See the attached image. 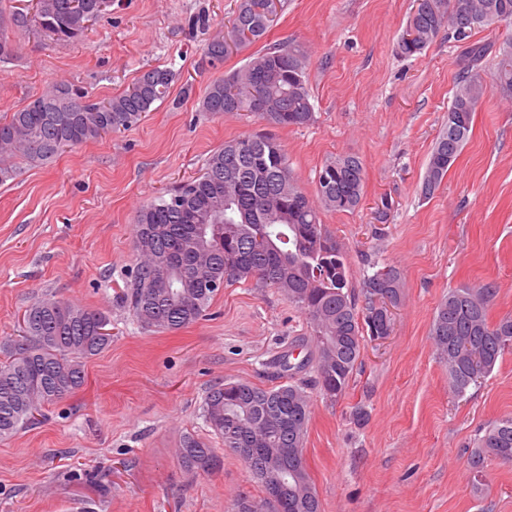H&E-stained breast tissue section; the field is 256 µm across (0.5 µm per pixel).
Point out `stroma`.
Wrapping results in <instances>:
<instances>
[{"label": "stroma", "mask_w": 512, "mask_h": 512, "mask_svg": "<svg viewBox=\"0 0 512 512\" xmlns=\"http://www.w3.org/2000/svg\"><path fill=\"white\" fill-rule=\"evenodd\" d=\"M237 4L112 0L69 43L9 31L19 50L0 62V117L59 83L103 99L153 68L174 80L137 126L46 164L21 163L0 185V338L52 296L106 312L112 333L80 390L0 439V512H234L238 494L258 495L231 449L218 448L221 466L209 474L188 472L175 450L185 433L207 437L201 405L214 385H278L270 362L304 356L305 318L277 291L242 282L215 298L212 317L146 331L117 290L133 263L137 209L197 176L224 142L267 131L310 194L327 159L360 157V208L322 212L321 222L343 245L354 284L376 264L403 281L391 335L365 342L341 397L311 398L304 455L321 512H512V464L492 461L479 474L468 464L486 428L512 415V351L459 397L430 336L453 288L494 283L490 321L512 315V96L483 99L460 156L424 197L463 44L444 34L421 57L397 55L414 0H284L261 40L208 64L204 51L226 35ZM292 42L308 55L313 123L271 130L249 114L203 111L213 81ZM360 405L369 419L358 426Z\"/></svg>", "instance_id": "35a3bbf8"}]
</instances>
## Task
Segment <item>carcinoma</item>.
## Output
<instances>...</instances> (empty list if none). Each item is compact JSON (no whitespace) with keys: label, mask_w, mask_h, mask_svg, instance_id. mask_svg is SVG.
I'll return each mask as SVG.
<instances>
[{"label":"carcinoma","mask_w":512,"mask_h":512,"mask_svg":"<svg viewBox=\"0 0 512 512\" xmlns=\"http://www.w3.org/2000/svg\"><path fill=\"white\" fill-rule=\"evenodd\" d=\"M0 0V33L8 27L34 26L57 42L81 39L88 27L73 0H38L31 13ZM260 0H240L232 27L262 39L270 27L255 10ZM512 20V0H422L409 16L400 40L401 56L422 54L448 32L469 45L468 63L456 82L448 128L436 140L422 182L424 196L439 189L459 157L472 129L477 106L496 88L512 94V41L494 58L490 79L483 76L485 49L470 42L475 32ZM302 46L272 47L255 54L232 74L213 82L203 99L206 112H249L275 128L314 121ZM166 69L143 72L122 92L94 100L67 84L51 90L0 119V184L16 177V160L43 164L65 149L126 131L170 94ZM365 170L352 154L338 155L319 170L316 199L294 178L288 157L276 139L245 135L224 142L205 161L202 173L162 192L135 214L134 259L118 299L147 330L175 331L208 315L221 291L235 283L255 282L288 298L310 326L304 337L308 355L283 371L312 370L310 380L261 388L246 382L212 387L202 413L215 438L226 448H263L248 462L262 488L283 483L288 509L267 499L241 495L234 508L250 500L273 512H320V501L304 458L310 420V395L337 399L349 386L366 337L378 333L374 271L356 297L343 247L321 224L320 211L350 212L363 198ZM379 287L400 302L399 271L390 266ZM492 283L448 291L434 314L430 334L448 369V386L460 396L488 376L512 343V317L489 321ZM103 311L55 297L28 306L20 334L0 340V438L40 423L44 407L85 384L86 361L112 343L104 332ZM178 455L189 470L208 473L220 465L212 444L184 435ZM512 462V416L489 426L470 456L479 474L486 463Z\"/></svg>","instance_id":"carcinoma-1"}]
</instances>
